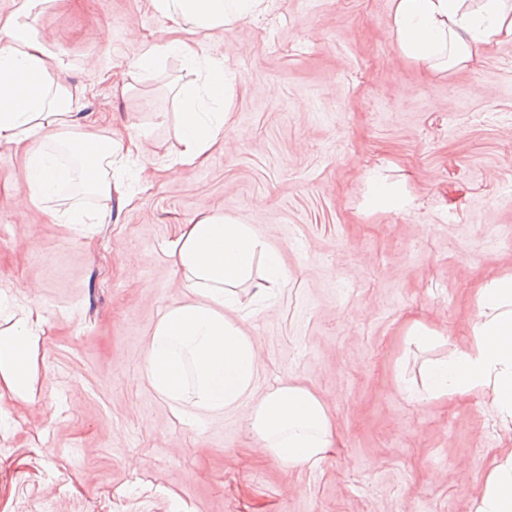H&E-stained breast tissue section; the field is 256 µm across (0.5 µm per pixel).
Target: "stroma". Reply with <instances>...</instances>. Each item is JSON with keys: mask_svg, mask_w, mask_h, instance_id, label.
Segmentation results:
<instances>
[{"mask_svg": "<svg viewBox=\"0 0 512 512\" xmlns=\"http://www.w3.org/2000/svg\"><path fill=\"white\" fill-rule=\"evenodd\" d=\"M200 37L237 74L223 142L178 166L180 89L169 56L151 77L139 44L168 38L151 0H53L35 30L80 97L70 126L131 134L151 180L134 204L72 194L19 203L25 161L0 144V294L45 319L34 402L0 398V512H471L494 454L512 448L481 394L419 403L401 386L472 342L475 293L512 272V37L434 73L389 38L392 0H266ZM379 169L412 198L366 206ZM71 206L102 209L81 230ZM252 225L288 272L269 300L241 290L258 387L310 389L336 444L312 467L271 459L250 404L190 424L147 384L145 345L183 298L167 255L203 214ZM443 333L426 349L405 330Z\"/></svg>", "mask_w": 512, "mask_h": 512, "instance_id": "obj_1", "label": "stroma"}]
</instances>
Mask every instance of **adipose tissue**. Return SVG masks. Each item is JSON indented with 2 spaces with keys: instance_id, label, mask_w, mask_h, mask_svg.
<instances>
[{
  "instance_id": "obj_1",
  "label": "adipose tissue",
  "mask_w": 512,
  "mask_h": 512,
  "mask_svg": "<svg viewBox=\"0 0 512 512\" xmlns=\"http://www.w3.org/2000/svg\"><path fill=\"white\" fill-rule=\"evenodd\" d=\"M49 0H21L0 17V143L20 150L27 163L28 197L45 201L69 180L54 153L65 148L81 163L84 189L111 198L115 160L140 161L136 139L115 140L94 131L74 137L60 130L73 119L75 96L54 77L34 22ZM393 0L389 37L398 52L430 69L466 67L478 51L512 35V0ZM154 9L184 31L141 51L138 67L151 72L171 54L187 66L204 64L200 93L181 92L178 162L203 161L227 130L224 103L237 80L223 61L201 60L191 38L266 9L265 0H152ZM186 297L158 317L148 340L145 377L173 413L195 423L232 410L246 399L255 404L247 428L269 457L291 468L323 460L334 441V426L321 400L307 388L283 383L255 395L260 362L255 343L235 318V289L253 281L255 292L269 295L288 283L278 252L252 225L229 215L208 214L183 225L168 245ZM263 272L253 277L255 260ZM44 321L26 312L0 329V393L33 401ZM473 341L447 357L425 361L423 389L415 399L428 402L474 392L484 394L500 427L512 430V273L495 275L477 292ZM473 512H512V452L497 457Z\"/></svg>"
}]
</instances>
